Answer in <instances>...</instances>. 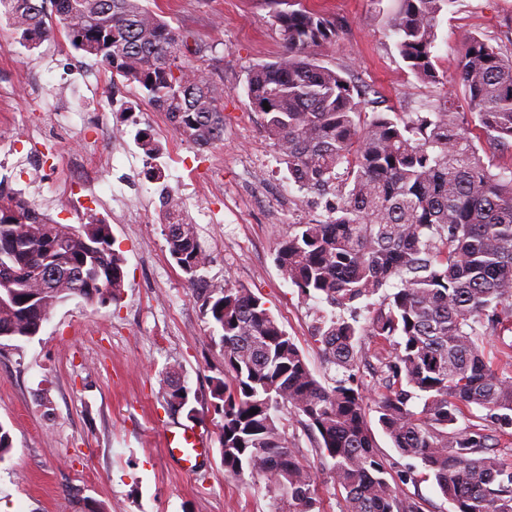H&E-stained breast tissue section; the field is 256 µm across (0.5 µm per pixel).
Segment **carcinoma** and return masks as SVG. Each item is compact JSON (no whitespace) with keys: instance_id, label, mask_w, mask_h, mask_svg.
I'll return each instance as SVG.
<instances>
[{"instance_id":"carcinoma-1","label":"carcinoma","mask_w":512,"mask_h":512,"mask_svg":"<svg viewBox=\"0 0 512 512\" xmlns=\"http://www.w3.org/2000/svg\"><path fill=\"white\" fill-rule=\"evenodd\" d=\"M456 2L397 0L396 46L424 82L448 84L435 48ZM0 15L28 48L62 29L74 50L135 86L137 99L166 113L186 140H224L218 87L187 61L179 31L143 0H0ZM273 18L286 51L250 71L247 97L290 179L307 202L325 204L324 214L291 225L276 265L302 296L334 309L355 310L392 279L395 292L365 327L334 313L317 317L313 337L343 369L324 386L259 297L206 276L212 257L195 225L175 218L177 197L167 195L170 257L224 349V372L211 386L223 419L224 475L263 479L276 512H320L317 473L277 426L287 410L304 417L331 461L342 512H423L390 482L351 374L361 359L357 337L367 333L388 345L377 409L395 448L421 460L452 512H512V462L495 452L512 428V375L485 352L488 337L512 333V165L493 170L477 147L512 140V55L465 32L462 99L449 95L426 112L369 114L360 107L367 87L317 58L338 36L336 25L303 5L277 8ZM329 194L335 199L325 200ZM2 266L11 273H0V339L38 335L73 297L116 303L125 286L110 225L57 224L21 195L0 191ZM167 396L194 417L178 377Z\"/></svg>"}]
</instances>
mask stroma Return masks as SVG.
Segmentation results:
<instances>
[{"instance_id": "stroma-1", "label": "stroma", "mask_w": 512, "mask_h": 512, "mask_svg": "<svg viewBox=\"0 0 512 512\" xmlns=\"http://www.w3.org/2000/svg\"><path fill=\"white\" fill-rule=\"evenodd\" d=\"M327 16L340 34L323 46L325 66L347 68L380 95L384 111L421 112L457 91L461 31L490 40L512 53V0H457L440 29L437 69L447 87L419 80L406 68L389 27L395 0H302ZM150 7L186 36L191 60L222 91L224 140L201 148L169 131L164 113L131 115L135 92L123 78H110L94 60L55 32L41 47L28 49L10 25L0 26V59L18 85L12 99L28 98V81L55 88L49 120L65 121L60 142L47 143L0 112V134L18 143L10 157L12 189L40 212L62 224L109 219L106 199H131L145 210L143 224L111 225L113 247L125 260V288L114 304L75 297L58 305L39 334L0 340V425L12 449L0 461V512H271L264 480L225 479L221 461L222 418L211 407V379L224 367V350L210 336L207 318L169 255L159 213L166 190L182 196L196 222L198 239L211 253L209 278L248 288L266 303L303 353L323 385L338 377L311 336L325 302L301 296L278 269L274 257L290 225L317 217L304 194L288 180L284 165L249 105L247 77L257 64L282 54L270 0H149ZM95 74L103 99L120 110L101 112L77 87L63 88L62 68ZM166 128L157 140L169 163L164 181L150 175L139 133ZM99 161L94 190H79L78 206L63 193L58 170L80 149ZM363 361L356 368L368 400L367 420L377 449L392 474L415 472L399 484L424 512H448L433 480L421 478L420 460L394 448L378 424L375 383L381 343L361 337ZM177 372L189 390L194 416L171 410L167 376ZM280 428L317 473L323 512H341L329 468L314 439L295 416L279 414ZM191 427L207 440L193 473L168 456L163 434Z\"/></svg>"}]
</instances>
